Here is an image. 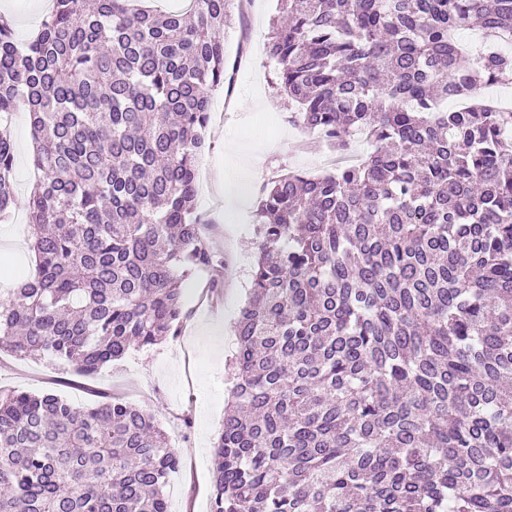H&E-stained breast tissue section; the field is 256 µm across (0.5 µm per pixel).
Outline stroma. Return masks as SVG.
Listing matches in <instances>:
<instances>
[{
  "label": "stroma",
  "mask_w": 512,
  "mask_h": 512,
  "mask_svg": "<svg viewBox=\"0 0 512 512\" xmlns=\"http://www.w3.org/2000/svg\"><path fill=\"white\" fill-rule=\"evenodd\" d=\"M277 0H244L224 32V54L236 67L231 88L210 94V122L198 160L196 212L216 266L183 283L188 314L180 336L147 348H130L118 361L83 378L47 358L0 353V387L51 392L82 408L117 396L152 413L168 432L183 464L169 477L168 512H209L213 450L224 423L230 383L229 361L237 341L232 326L245 305L257 261L256 211L225 214L213 186L232 167V145L261 142L257 176L238 178L239 190L258 198L262 186L291 171H328L330 150L317 135L291 121L293 106L275 85L266 44ZM26 211L16 208L0 223V256L13 255L19 269L35 264L28 246Z\"/></svg>",
  "instance_id": "stroma-1"
}]
</instances>
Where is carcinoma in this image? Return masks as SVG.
Wrapping results in <instances>:
<instances>
[{"instance_id": "carcinoma-1", "label": "carcinoma", "mask_w": 512, "mask_h": 512, "mask_svg": "<svg viewBox=\"0 0 512 512\" xmlns=\"http://www.w3.org/2000/svg\"><path fill=\"white\" fill-rule=\"evenodd\" d=\"M53 2L24 48L0 21L1 222L19 108L42 173L0 351L88 377L178 336L182 283L214 263L196 159L236 0ZM278 3L292 121L374 150L260 192L211 512H512V110L482 97L512 54L464 65L455 40L512 38V0ZM179 464L137 405L0 389V512H167Z\"/></svg>"}]
</instances>
